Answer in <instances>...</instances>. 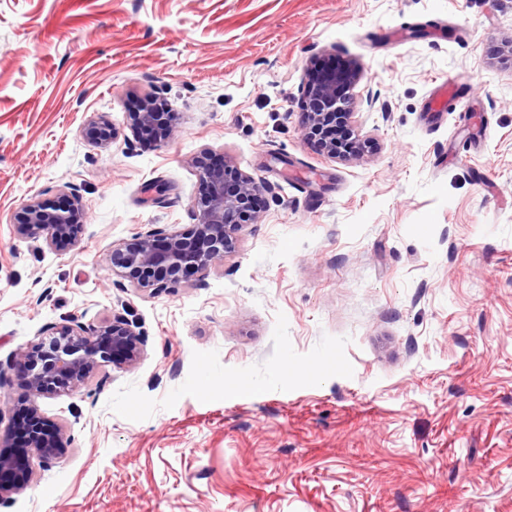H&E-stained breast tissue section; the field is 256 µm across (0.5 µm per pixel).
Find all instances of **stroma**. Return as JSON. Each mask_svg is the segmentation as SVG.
I'll list each match as a JSON object with an SVG mask.
<instances>
[{"mask_svg":"<svg viewBox=\"0 0 512 512\" xmlns=\"http://www.w3.org/2000/svg\"><path fill=\"white\" fill-rule=\"evenodd\" d=\"M511 51L512 0H0V363L73 317L144 336L39 399L71 441L0 512H512ZM329 56L361 69L350 160L302 133ZM206 149L269 184L257 222L131 286L113 249L192 227ZM69 186L78 244L15 234ZM161 102H165V100L160 93H149L143 97L141 109L138 112H129L130 127L138 139L146 141L142 136V131L145 128L157 126L161 120H165L168 124L167 133L170 128L172 131L175 112H157V107Z\"/></svg>","mask_w":512,"mask_h":512,"instance_id":"stroma-1","label":"stroma"}]
</instances>
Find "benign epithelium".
I'll return each mask as SVG.
<instances>
[{"label":"benign epithelium","instance_id":"obj_1","mask_svg":"<svg viewBox=\"0 0 512 512\" xmlns=\"http://www.w3.org/2000/svg\"><path fill=\"white\" fill-rule=\"evenodd\" d=\"M357 79L358 75H353L350 92L343 101L336 98L329 83L304 86L307 122L303 136L330 158L357 156L369 144L355 134L352 149L341 151L336 146L333 118L341 115L346 126L352 125L356 100L352 89ZM163 101L160 93H149L143 97L141 109L129 113L134 136L142 138L144 129L155 127L162 120L173 127L175 113L157 111ZM85 136L106 144L112 138V128L102 121L91 120L85 127ZM195 165L200 191L193 204L196 224L192 229L186 233L150 230L112 251V266L137 288H175L183 282L184 272L203 274L220 265L235 248L241 229L256 219L258 202L267 191L265 183L237 169L227 159L213 163L208 151L196 157ZM66 198L63 206L49 201L27 204L15 218L16 235L38 249L43 244L51 247L71 237L72 228L82 222L84 215L76 189H69ZM141 346V333L123 317L114 316L98 324H85L73 318L31 347L18 351L11 358L8 370L24 377L35 399L72 395L105 363L135 364ZM6 371L0 368V384ZM54 430L52 439L36 428L30 432L27 467L16 473L12 482L0 481V506L12 502L13 496L31 483L34 473L58 459L60 449L67 447L68 426L56 423Z\"/></svg>","mask_w":512,"mask_h":512}]
</instances>
